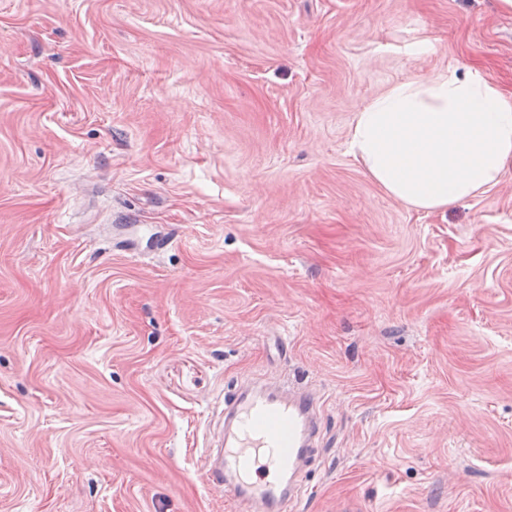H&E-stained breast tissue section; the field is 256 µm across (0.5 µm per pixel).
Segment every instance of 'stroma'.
Masks as SVG:
<instances>
[{"mask_svg":"<svg viewBox=\"0 0 512 512\" xmlns=\"http://www.w3.org/2000/svg\"><path fill=\"white\" fill-rule=\"evenodd\" d=\"M450 66L512 92V11L0 0V512H226L244 379L320 398L298 512H512V167L416 212L348 148Z\"/></svg>","mask_w":512,"mask_h":512,"instance_id":"1","label":"stroma"}]
</instances>
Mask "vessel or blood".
<instances>
[{
  "label": "vessel or blood",
  "mask_w": 512,
  "mask_h": 512,
  "mask_svg": "<svg viewBox=\"0 0 512 512\" xmlns=\"http://www.w3.org/2000/svg\"><path fill=\"white\" fill-rule=\"evenodd\" d=\"M318 401L297 384L232 387L225 430L209 454V482L223 486L231 512H294L305 493L302 467L314 453Z\"/></svg>",
  "instance_id": "b4317fda"
}]
</instances>
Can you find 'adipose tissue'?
I'll use <instances>...</instances> for the list:
<instances>
[{"instance_id": "ef3b65f1", "label": "adipose tissue", "mask_w": 512, "mask_h": 512, "mask_svg": "<svg viewBox=\"0 0 512 512\" xmlns=\"http://www.w3.org/2000/svg\"><path fill=\"white\" fill-rule=\"evenodd\" d=\"M349 150L409 209H448L494 186L512 164V93L449 67L391 84L355 115Z\"/></svg>"}]
</instances>
